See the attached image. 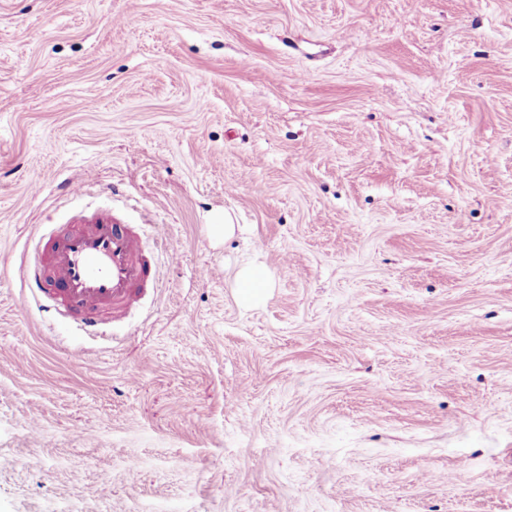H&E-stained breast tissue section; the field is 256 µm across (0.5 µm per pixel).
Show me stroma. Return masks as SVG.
<instances>
[{
    "instance_id": "1",
    "label": "stroma",
    "mask_w": 512,
    "mask_h": 512,
    "mask_svg": "<svg viewBox=\"0 0 512 512\" xmlns=\"http://www.w3.org/2000/svg\"><path fill=\"white\" fill-rule=\"evenodd\" d=\"M95 213L159 228L128 341L25 305ZM1 457L0 512H512V0H0ZM237 301L240 306L251 309L263 304L273 288L269 270L263 263L252 261L241 264L236 273Z\"/></svg>"
}]
</instances>
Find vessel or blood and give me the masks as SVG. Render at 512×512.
<instances>
[{"instance_id": "b4317fda", "label": "vessel or blood", "mask_w": 512, "mask_h": 512, "mask_svg": "<svg viewBox=\"0 0 512 512\" xmlns=\"http://www.w3.org/2000/svg\"><path fill=\"white\" fill-rule=\"evenodd\" d=\"M45 235L51 251L34 246L22 269L38 312L72 321L87 336H103L111 323L135 335L132 318L153 281L143 229L93 217L49 225Z\"/></svg>"}]
</instances>
